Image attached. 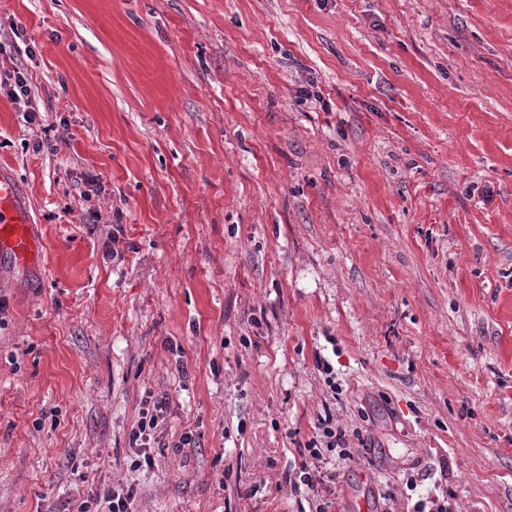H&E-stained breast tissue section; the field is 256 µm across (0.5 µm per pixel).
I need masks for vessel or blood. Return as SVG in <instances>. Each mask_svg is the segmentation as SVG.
<instances>
[{
	"label": "vessel or blood",
	"instance_id": "1",
	"mask_svg": "<svg viewBox=\"0 0 512 512\" xmlns=\"http://www.w3.org/2000/svg\"><path fill=\"white\" fill-rule=\"evenodd\" d=\"M43 242L13 173L0 165V253L24 268L39 266Z\"/></svg>",
	"mask_w": 512,
	"mask_h": 512
}]
</instances>
